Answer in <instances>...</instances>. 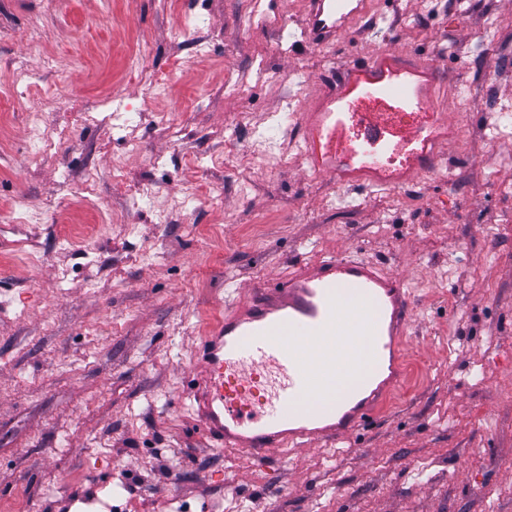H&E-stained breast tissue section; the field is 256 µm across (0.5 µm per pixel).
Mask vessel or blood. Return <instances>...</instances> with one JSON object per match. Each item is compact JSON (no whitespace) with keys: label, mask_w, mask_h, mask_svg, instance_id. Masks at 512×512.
I'll list each match as a JSON object with an SVG mask.
<instances>
[{"label":"vessel or blood","mask_w":512,"mask_h":512,"mask_svg":"<svg viewBox=\"0 0 512 512\" xmlns=\"http://www.w3.org/2000/svg\"><path fill=\"white\" fill-rule=\"evenodd\" d=\"M314 44L345 32L350 0H308ZM441 69L383 50L344 65L301 112L299 153L310 171L353 189L401 187L432 171L457 126L441 112ZM412 317L404 280L343 256L301 264L254 285L195 348L189 380L205 436L261 458L281 448L342 442L378 417L410 379ZM370 388L341 386L362 362Z\"/></svg>","instance_id":"1"}]
</instances>
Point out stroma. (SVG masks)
Returning <instances> with one entry per match:
<instances>
[{
	"label": "stroma",
	"mask_w": 512,
	"mask_h": 512,
	"mask_svg": "<svg viewBox=\"0 0 512 512\" xmlns=\"http://www.w3.org/2000/svg\"><path fill=\"white\" fill-rule=\"evenodd\" d=\"M305 16V0H0V512H70L107 481L122 487L112 512H512V0H366L322 45ZM136 45L164 77L148 98ZM388 49L439 62L458 137L416 184L347 190L298 155L297 109ZM70 97L85 119L48 113L56 147L31 166L28 113ZM113 102L140 107L138 124ZM254 147L288 160L241 161ZM65 170L95 174L93 207ZM68 224L88 245L64 240ZM333 253L404 279L410 384L337 446L212 448L184 388L193 340L240 287Z\"/></svg>",
	"instance_id": "35a3bbf8"
}]
</instances>
